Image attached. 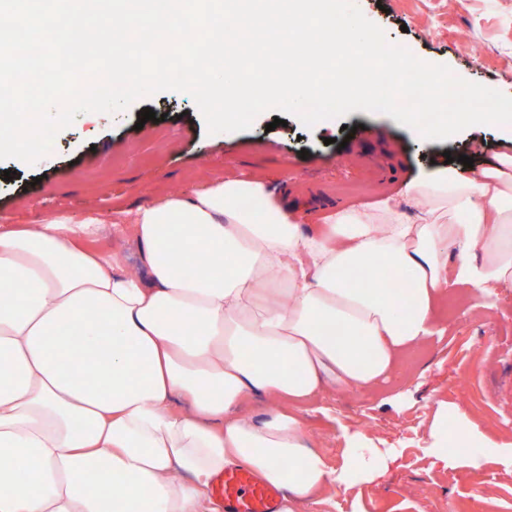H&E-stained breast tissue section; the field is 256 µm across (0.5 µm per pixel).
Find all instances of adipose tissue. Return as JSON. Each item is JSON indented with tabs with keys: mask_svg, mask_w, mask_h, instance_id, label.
Masks as SVG:
<instances>
[{
	"mask_svg": "<svg viewBox=\"0 0 512 512\" xmlns=\"http://www.w3.org/2000/svg\"><path fill=\"white\" fill-rule=\"evenodd\" d=\"M406 194L413 214L386 200L336 211L314 231L258 181L173 193L129 214L140 275L117 273V256L96 247L99 217L1 225L0 512H217L210 486L240 465L283 490L279 512H298L324 485L346 492L380 478L394 452L361 432H343L333 468L297 413L236 412L260 394L299 403L387 381L433 335L446 289L512 287L511 154L433 169ZM248 198L265 205L245 208ZM183 253L223 271L187 277ZM375 259L401 288L351 285L347 272ZM67 325L80 329L71 349ZM85 361L94 383L70 374ZM428 439L444 464L487 458L484 434L445 401ZM9 458L28 463L25 478L3 467Z\"/></svg>",
	"mask_w": 512,
	"mask_h": 512,
	"instance_id": "obj_1",
	"label": "adipose tissue"
}]
</instances>
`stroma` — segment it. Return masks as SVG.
Returning a JSON list of instances; mask_svg holds the SVG:
<instances>
[{"label": "stroma", "instance_id": "stroma-1", "mask_svg": "<svg viewBox=\"0 0 512 512\" xmlns=\"http://www.w3.org/2000/svg\"><path fill=\"white\" fill-rule=\"evenodd\" d=\"M353 2L390 43L512 96V0ZM146 107L161 122H141ZM274 117L267 111L247 130L211 134L192 95L180 91L140 98L122 111L77 115L48 156L33 164L0 161V225L96 213L110 226L103 243L120 255L121 272L136 273L137 250L112 225L175 191L190 195L228 178L260 180L296 206L301 223L323 224L336 209L402 197L410 181L447 157L464 155L489 167L512 154V125L469 127L422 145L412 129L382 113L357 110L311 127L290 115L271 131ZM362 183L371 192L341 191ZM438 329L389 381L331 389L295 404L311 446L331 466L343 462L346 427L396 453L381 479L345 493L326 485L304 512H512L511 459L496 455L472 470L444 466L427 451L439 400L458 406L491 442H512V288L489 295L453 288L439 309Z\"/></svg>", "mask_w": 512, "mask_h": 512}]
</instances>
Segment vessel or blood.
Here are the masks:
<instances>
[{
	"instance_id": "b4317fda",
	"label": "vessel or blood",
	"mask_w": 512,
	"mask_h": 512,
	"mask_svg": "<svg viewBox=\"0 0 512 512\" xmlns=\"http://www.w3.org/2000/svg\"><path fill=\"white\" fill-rule=\"evenodd\" d=\"M215 491L224 500V512H276L280 496L243 467L225 471Z\"/></svg>"
}]
</instances>
